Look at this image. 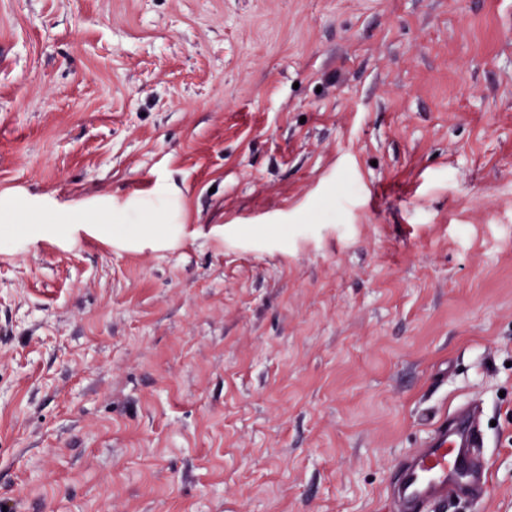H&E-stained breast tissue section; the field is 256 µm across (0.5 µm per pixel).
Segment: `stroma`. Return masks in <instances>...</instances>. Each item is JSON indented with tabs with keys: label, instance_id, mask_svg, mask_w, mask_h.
I'll return each instance as SVG.
<instances>
[{
	"label": "stroma",
	"instance_id": "obj_1",
	"mask_svg": "<svg viewBox=\"0 0 512 512\" xmlns=\"http://www.w3.org/2000/svg\"><path fill=\"white\" fill-rule=\"evenodd\" d=\"M0 196L6 512H512V0H0ZM480 442L479 411L474 406L456 408L438 422L424 447L397 471V512H424L431 503L480 496L487 485L486 465L474 452Z\"/></svg>",
	"mask_w": 512,
	"mask_h": 512
}]
</instances>
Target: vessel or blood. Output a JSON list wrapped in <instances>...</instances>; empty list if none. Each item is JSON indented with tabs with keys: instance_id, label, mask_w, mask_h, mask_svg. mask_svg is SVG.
I'll use <instances>...</instances> for the list:
<instances>
[{
	"instance_id": "1",
	"label": "vessel or blood",
	"mask_w": 512,
	"mask_h": 512,
	"mask_svg": "<svg viewBox=\"0 0 512 512\" xmlns=\"http://www.w3.org/2000/svg\"><path fill=\"white\" fill-rule=\"evenodd\" d=\"M481 442L476 407L454 409L438 422L423 448L401 463L394 486L398 512H424L432 503L480 496L486 465L475 449Z\"/></svg>"
}]
</instances>
